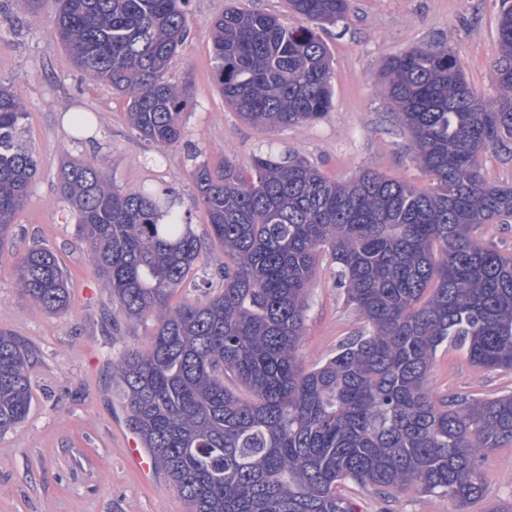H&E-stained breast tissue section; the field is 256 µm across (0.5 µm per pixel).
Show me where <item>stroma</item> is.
Returning <instances> with one entry per match:
<instances>
[{
    "label": "stroma",
    "instance_id": "obj_1",
    "mask_svg": "<svg viewBox=\"0 0 512 512\" xmlns=\"http://www.w3.org/2000/svg\"><path fill=\"white\" fill-rule=\"evenodd\" d=\"M230 6L299 22L287 0H190V35L169 77L191 82L193 106L181 144L162 151L132 129L126 97L82 79L52 31L55 0H44L36 15L23 0H0V83L13 86L26 104L24 135L39 168L14 220L15 245L0 250V329L28 350L34 396L25 423L0 434V512H187L162 470L143 476L127 458L136 434L114 395L111 355L125 347L147 349L153 323L119 315L109 288L92 270L88 244L77 236L61 193L65 162H97L123 191L145 183L172 188L204 240L210 230L193 207L192 170L199 162L224 158L247 171L255 155L271 149L305 158L338 182L374 169L428 188L432 178L414 161L409 137L392 117L377 79L389 56L449 42L479 97L488 103L497 97L491 66L498 55L500 0H350L342 22L319 30L331 59L329 111L308 124L254 127L225 103L212 79L209 25ZM70 112L94 117L91 138L64 123ZM35 244L50 248L70 276L67 313L41 311L15 282L18 250ZM223 260L220 248L211 246L171 306L219 291L215 269ZM364 326L335 284L331 259L321 257L301 341L306 366L333 355ZM430 385L440 397L490 398L512 393V371L483 370L462 352L441 349ZM483 469L484 495L468 512L512 500V448L487 452ZM340 492L359 512H455L447 498L414 491L387 495L348 482Z\"/></svg>",
    "mask_w": 512,
    "mask_h": 512
}]
</instances>
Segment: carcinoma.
<instances>
[{
	"instance_id": "1",
	"label": "carcinoma",
	"mask_w": 512,
	"mask_h": 512,
	"mask_svg": "<svg viewBox=\"0 0 512 512\" xmlns=\"http://www.w3.org/2000/svg\"><path fill=\"white\" fill-rule=\"evenodd\" d=\"M316 23L348 0H289ZM187 0H59L54 32L76 68L127 98L130 124L160 148L179 144L193 95L171 82L188 36ZM224 102L259 127L320 119L332 105L327 48L274 14L224 11L210 26ZM487 107L447 46L388 58L378 77L432 177L419 190L377 170L331 181L270 150L246 173L222 158L195 173L197 203L224 251V288L170 307L203 260L173 191L121 192L94 161H69L61 192L91 265L122 315L153 320L145 351L112 361L116 396L188 512H358L351 481L388 493L446 497L457 512L482 498L485 453L512 447V394L440 399L429 374L441 348L477 368L512 370V254L474 237L512 216V186L489 182L481 154L512 139V5L497 25ZM22 98L0 84V249L38 171L22 138ZM366 329L332 357L303 365L308 296L320 257ZM19 288L61 314L72 301L54 252L15 263ZM28 356L0 330V433L31 407Z\"/></svg>"
}]
</instances>
